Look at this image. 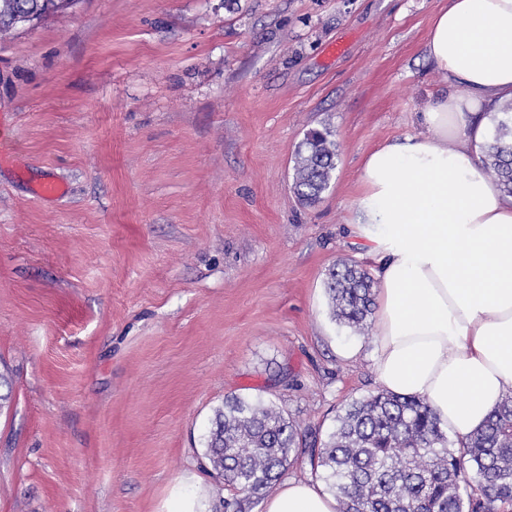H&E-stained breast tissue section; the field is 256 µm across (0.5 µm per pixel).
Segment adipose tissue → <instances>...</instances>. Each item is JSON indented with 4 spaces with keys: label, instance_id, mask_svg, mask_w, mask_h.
<instances>
[{
    "label": "adipose tissue",
    "instance_id": "adipose-tissue-1",
    "mask_svg": "<svg viewBox=\"0 0 512 512\" xmlns=\"http://www.w3.org/2000/svg\"><path fill=\"white\" fill-rule=\"evenodd\" d=\"M424 49L449 91L421 112L423 133L366 154L358 234L377 260L378 382L425 398L465 436L512 393V196L488 177L486 132L471 121L512 100V0H448ZM261 510L337 512V502L292 480Z\"/></svg>",
    "mask_w": 512,
    "mask_h": 512
}]
</instances>
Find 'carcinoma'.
I'll use <instances>...</instances> for the list:
<instances>
[{
	"label": "carcinoma",
	"mask_w": 512,
	"mask_h": 512,
	"mask_svg": "<svg viewBox=\"0 0 512 512\" xmlns=\"http://www.w3.org/2000/svg\"><path fill=\"white\" fill-rule=\"evenodd\" d=\"M59 0H16L28 14H50ZM488 174L512 195V102L494 117L484 149ZM336 168L331 131L307 133L297 149L294 192L313 204L328 189ZM325 289L332 318L363 334L376 306L375 281L340 261ZM299 426L262 398L228 397L215 409L204 437V466L233 494L215 512H244L288 470L300 447ZM311 465L336 496L339 512H499L512 504V395L486 424L448 445V436L423 398L379 391L356 399Z\"/></svg>",
	"instance_id": "1"
}]
</instances>
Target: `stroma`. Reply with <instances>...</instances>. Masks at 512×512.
I'll return each instance as SVG.
<instances>
[{"mask_svg":"<svg viewBox=\"0 0 512 512\" xmlns=\"http://www.w3.org/2000/svg\"><path fill=\"white\" fill-rule=\"evenodd\" d=\"M447 2L78 0L0 39V512H209L226 397L323 438L380 391L324 281L376 270L362 160L446 91L424 40ZM324 127L336 168L307 205L296 150ZM47 177L62 197L32 194Z\"/></svg>","mask_w":512,"mask_h":512,"instance_id":"1","label":"stroma"}]
</instances>
